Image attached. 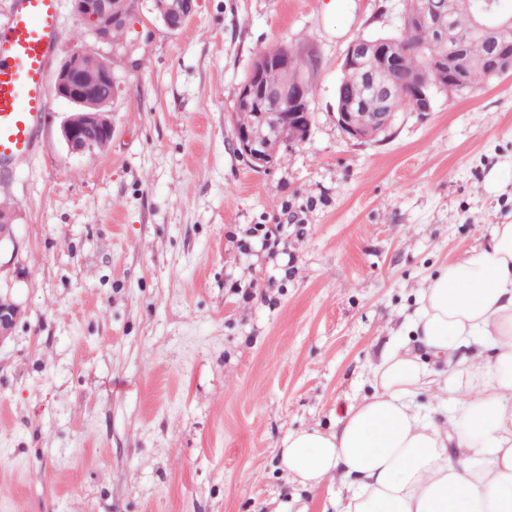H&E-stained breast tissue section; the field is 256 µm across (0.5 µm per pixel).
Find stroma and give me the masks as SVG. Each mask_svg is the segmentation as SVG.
I'll return each mask as SVG.
<instances>
[{
	"mask_svg": "<svg viewBox=\"0 0 512 512\" xmlns=\"http://www.w3.org/2000/svg\"><path fill=\"white\" fill-rule=\"evenodd\" d=\"M405 0H196L119 65L105 149L51 99L0 171L16 216L0 293V512H340L279 465L371 389L437 268L512 222V74L350 139L349 44ZM316 56L306 141L249 168L234 136L259 49ZM178 1H180L178 9H175L173 12L163 13L161 16H157L169 31H178L181 29L194 11L193 0Z\"/></svg>",
	"mask_w": 512,
	"mask_h": 512,
	"instance_id": "stroma-1",
	"label": "stroma"
}]
</instances>
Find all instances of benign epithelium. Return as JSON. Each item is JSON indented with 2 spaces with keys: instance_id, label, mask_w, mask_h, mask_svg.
I'll use <instances>...</instances> for the list:
<instances>
[{
  "instance_id": "benign-epithelium-1",
  "label": "benign epithelium",
  "mask_w": 512,
  "mask_h": 512,
  "mask_svg": "<svg viewBox=\"0 0 512 512\" xmlns=\"http://www.w3.org/2000/svg\"><path fill=\"white\" fill-rule=\"evenodd\" d=\"M465 8L470 0H462ZM77 21L85 27L90 41L75 47L59 64L51 80L53 94L73 107L89 105L88 78L75 69L70 59L78 55L107 58L112 55L111 32L114 25H131L137 18L138 0H130L125 10L111 8V0H71ZM474 8V7H472ZM193 0H180L178 9L164 13L159 20L170 31L182 28L193 14ZM415 24L431 30L443 46V54L430 66L420 71L413 80L417 95V111L432 110L430 88L446 95L460 96L469 90L467 66L460 52L461 40L452 27L443 22L442 15L431 0H423L422 7L413 16ZM473 30L493 37V49L487 63V72L500 77L512 72V16H504L492 4L474 8ZM400 48L383 38L359 37L348 47L343 64L344 75H358L370 86L369 100H356L343 94L336 100V122L349 137L359 141L378 138L388 132L394 113L386 109L387 100L400 91L401 85L392 77L380 78L368 70L372 61L385 70L399 63ZM263 63H254L249 78L238 92L233 135L237 152L256 169L268 167L278 148L288 142L289 126L309 133L311 111L305 92V80L292 86L268 90L261 84ZM369 108L366 121H361L356 108ZM61 135L69 149L75 153L94 151L100 141L112 138V122L103 120L97 112H85L78 122L67 117L61 124ZM16 308L7 300H0V335L13 326Z\"/></svg>"
}]
</instances>
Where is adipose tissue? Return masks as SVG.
<instances>
[{
  "label": "adipose tissue",
  "instance_id": "1",
  "mask_svg": "<svg viewBox=\"0 0 512 512\" xmlns=\"http://www.w3.org/2000/svg\"><path fill=\"white\" fill-rule=\"evenodd\" d=\"M281 459L345 487L342 512H512V224L429 279L372 393Z\"/></svg>",
  "mask_w": 512,
  "mask_h": 512
}]
</instances>
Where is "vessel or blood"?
<instances>
[{
    "label": "vessel or blood",
    "instance_id": "1",
    "mask_svg": "<svg viewBox=\"0 0 512 512\" xmlns=\"http://www.w3.org/2000/svg\"><path fill=\"white\" fill-rule=\"evenodd\" d=\"M59 24V0H16L11 20L0 26V161L27 158L36 149Z\"/></svg>",
    "mask_w": 512,
    "mask_h": 512
}]
</instances>
